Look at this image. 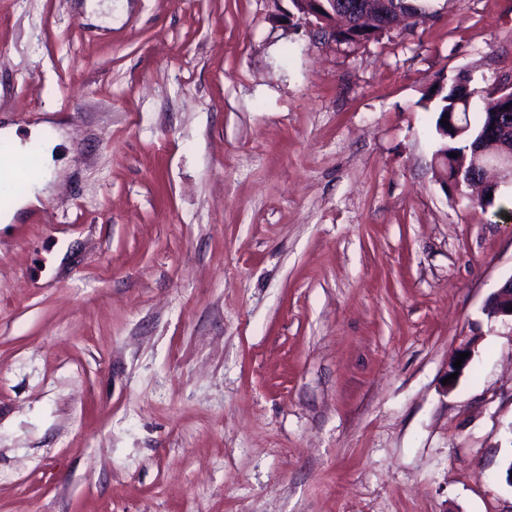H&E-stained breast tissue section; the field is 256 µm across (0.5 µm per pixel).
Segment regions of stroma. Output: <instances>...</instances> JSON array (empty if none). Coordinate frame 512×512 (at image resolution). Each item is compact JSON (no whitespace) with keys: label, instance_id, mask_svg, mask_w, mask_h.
Here are the masks:
<instances>
[{"label":"stroma","instance_id":"obj_1","mask_svg":"<svg viewBox=\"0 0 512 512\" xmlns=\"http://www.w3.org/2000/svg\"><path fill=\"white\" fill-rule=\"evenodd\" d=\"M85 2L0 0V126L65 131L0 226V512H512V220L423 98L512 81V0L355 48L290 0ZM52 179V170H47L45 176L35 181L24 196L14 198L8 206L0 209V224H11L19 212L41 207ZM486 306L489 314L510 319L512 322V311L508 312V309L512 306V278L490 295Z\"/></svg>","mask_w":512,"mask_h":512}]
</instances>
